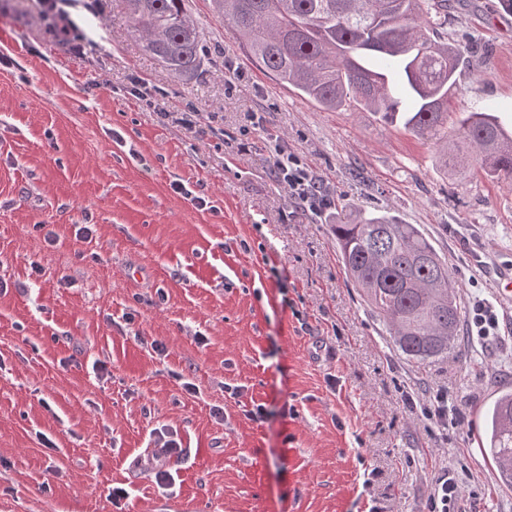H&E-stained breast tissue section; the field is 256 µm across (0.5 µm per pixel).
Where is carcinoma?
Masks as SVG:
<instances>
[{"label":"carcinoma","instance_id":"obj_1","mask_svg":"<svg viewBox=\"0 0 512 512\" xmlns=\"http://www.w3.org/2000/svg\"><path fill=\"white\" fill-rule=\"evenodd\" d=\"M144 50L175 76L203 72L205 55L184 0H123ZM251 61L324 110L355 106L400 117L442 142L439 163L462 175L473 163L512 178V133L472 113L448 136V98L462 45L446 38L449 0H212ZM340 260L397 351L420 365L457 351L461 308L447 264L413 224L358 211L332 225ZM500 483L512 489V389L483 418Z\"/></svg>","mask_w":512,"mask_h":512}]
</instances>
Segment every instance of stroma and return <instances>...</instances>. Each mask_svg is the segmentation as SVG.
<instances>
[{
	"label": "stroma",
	"instance_id": "35a3bbf8",
	"mask_svg": "<svg viewBox=\"0 0 512 512\" xmlns=\"http://www.w3.org/2000/svg\"><path fill=\"white\" fill-rule=\"evenodd\" d=\"M450 2L466 49L448 129L474 111L511 128L512 13ZM185 7L208 51L187 81L142 51L122 0L66 7L89 36L77 49L35 0H0V512H113L115 486L124 512H428L443 475L460 489L448 512H512L480 445L512 383V298L494 279L512 270V181L450 175L436 141L322 110L253 64L211 0ZM248 112L263 127L243 131ZM276 141L332 209L288 199ZM344 207L419 227L462 310L494 306L498 336L407 361L347 280ZM440 394L457 407L443 421L424 413ZM160 429L183 447L167 492L132 467Z\"/></svg>",
	"mask_w": 512,
	"mask_h": 512
}]
</instances>
